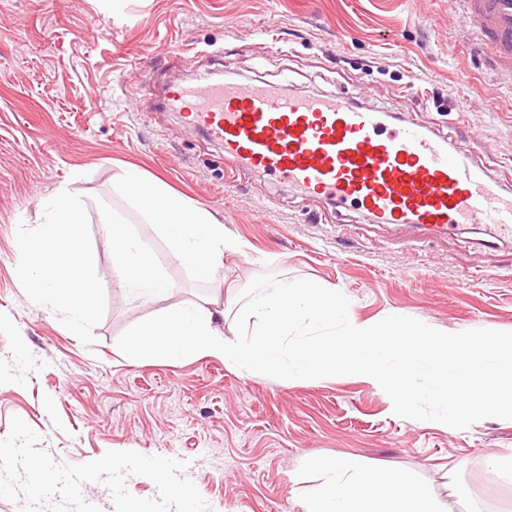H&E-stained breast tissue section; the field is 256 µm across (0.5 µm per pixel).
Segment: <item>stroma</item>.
Here are the masks:
<instances>
[{"instance_id": "35a3bbf8", "label": "stroma", "mask_w": 512, "mask_h": 512, "mask_svg": "<svg viewBox=\"0 0 512 512\" xmlns=\"http://www.w3.org/2000/svg\"><path fill=\"white\" fill-rule=\"evenodd\" d=\"M223 72L334 93L446 137L512 190V83L491 68L457 0H0V438L20 417L62 464L109 451L188 460L209 512H303L321 481L314 453L406 472L447 512H512V420L468 428L395 415L346 376H251L200 356L129 361L117 340L176 303L213 298L234 337L238 296L257 276L343 293L350 320L393 311L446 333L512 332V241L485 225L450 234L373 224L304 200L259 173L233 175L218 143L159 108L163 88ZM468 109L457 113L456 103ZM126 165L214 213L243 243L224 277L198 280L115 182ZM88 212L101 288L92 316L49 311L20 274V237L59 184ZM122 211L172 289L121 288L98 209Z\"/></svg>"}]
</instances>
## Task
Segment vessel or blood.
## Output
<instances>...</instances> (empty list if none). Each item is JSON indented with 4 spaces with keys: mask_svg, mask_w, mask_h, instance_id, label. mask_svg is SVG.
I'll return each mask as SVG.
<instances>
[{
    "mask_svg": "<svg viewBox=\"0 0 512 512\" xmlns=\"http://www.w3.org/2000/svg\"><path fill=\"white\" fill-rule=\"evenodd\" d=\"M512 81V0H461ZM165 108L219 143L244 169L298 194L353 205L376 222L449 230L489 224L512 239V192L487 180L447 140L331 93L296 95L264 80L206 77L166 87Z\"/></svg>",
    "mask_w": 512,
    "mask_h": 512,
    "instance_id": "obj_1",
    "label": "vessel or blood"
}]
</instances>
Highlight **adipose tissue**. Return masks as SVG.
Segmentation results:
<instances>
[{
    "instance_id": "adipose-tissue-1",
    "label": "adipose tissue",
    "mask_w": 512,
    "mask_h": 512,
    "mask_svg": "<svg viewBox=\"0 0 512 512\" xmlns=\"http://www.w3.org/2000/svg\"><path fill=\"white\" fill-rule=\"evenodd\" d=\"M125 194L157 224L172 256L196 277H213L225 252L240 250L209 210L149 179L134 166L122 168ZM47 218L20 238L18 247L29 273L32 295L50 309H65L73 319L91 317L99 291L97 254L84 243L87 215L66 187L49 195ZM112 246V263L122 285L143 297L166 294L171 284L153 253L131 232L123 215L99 217ZM313 467L323 482L304 500L303 512H441L431 492L405 473H379L354 457H318Z\"/></svg>"
}]
</instances>
